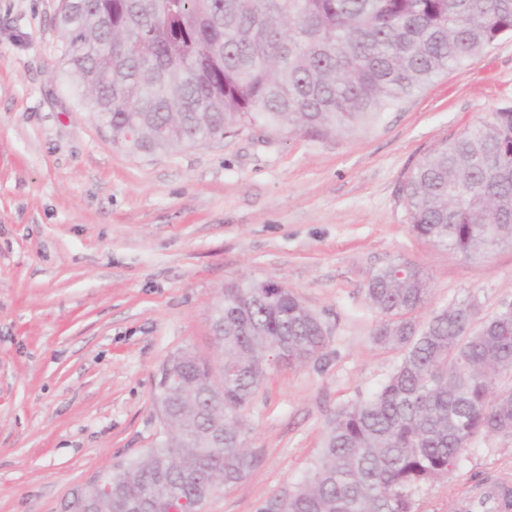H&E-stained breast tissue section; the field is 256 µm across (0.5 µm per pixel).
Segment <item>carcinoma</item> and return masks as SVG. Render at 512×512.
Returning <instances> with one entry per match:
<instances>
[{
  "label": "carcinoma",
  "mask_w": 512,
  "mask_h": 512,
  "mask_svg": "<svg viewBox=\"0 0 512 512\" xmlns=\"http://www.w3.org/2000/svg\"><path fill=\"white\" fill-rule=\"evenodd\" d=\"M65 72L112 141L167 152L263 122L352 133L436 77L512 34V0H60ZM412 230L465 256L512 245V107L444 141L411 174ZM430 296L406 261L376 271L374 339L402 352L380 389L336 411L320 459L277 512H415V493L448 478L479 437L512 434V321H475L451 302L417 329ZM217 355H170V438L112 474L98 512H164L206 500L261 461L243 411L272 344L304 365L326 348L324 321L275 281L224 286L211 315Z\"/></svg>",
  "instance_id": "obj_1"
}]
</instances>
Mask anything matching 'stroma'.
<instances>
[{"label":"stroma","instance_id":"obj_1","mask_svg":"<svg viewBox=\"0 0 512 512\" xmlns=\"http://www.w3.org/2000/svg\"><path fill=\"white\" fill-rule=\"evenodd\" d=\"M59 0H0V512H63L101 469L164 434L167 356L212 355L227 283L278 281L324 320L321 360L272 365L244 411L259 465L201 512H259L301 484L336 411L400 360L373 339V273L425 269L424 325L450 301L512 303V246L466 257L410 228L405 183L437 144L512 105V35L349 135L252 124L168 153L113 144L61 68ZM512 478V435L481 437L417 512Z\"/></svg>","mask_w":512,"mask_h":512}]
</instances>
